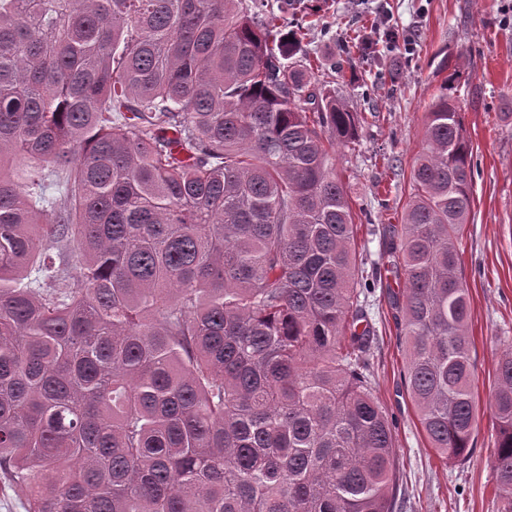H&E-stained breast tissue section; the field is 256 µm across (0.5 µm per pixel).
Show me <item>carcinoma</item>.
<instances>
[{
	"instance_id": "1",
	"label": "carcinoma",
	"mask_w": 512,
	"mask_h": 512,
	"mask_svg": "<svg viewBox=\"0 0 512 512\" xmlns=\"http://www.w3.org/2000/svg\"><path fill=\"white\" fill-rule=\"evenodd\" d=\"M301 32L267 0H0V479L27 512H393L384 271L418 423L471 458L452 81L369 265L336 177L363 118L294 59ZM491 410L512 512V343Z\"/></svg>"
}]
</instances>
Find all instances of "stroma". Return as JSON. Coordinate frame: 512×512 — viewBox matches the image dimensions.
I'll list each match as a JSON object with an SVG mask.
<instances>
[{"instance_id": "stroma-1", "label": "stroma", "mask_w": 512, "mask_h": 512, "mask_svg": "<svg viewBox=\"0 0 512 512\" xmlns=\"http://www.w3.org/2000/svg\"><path fill=\"white\" fill-rule=\"evenodd\" d=\"M287 18L307 29L298 52L316 78L365 118L357 140L337 147L336 175L362 226L356 249L372 262L386 249L382 227L401 221L429 106L450 70L460 71L456 96L474 147L471 220L459 243L478 422L470 462L443 463L421 433L400 383L395 312L380 287L368 298L377 335L371 362L375 394L398 419L394 512H501L489 459V395L499 339L512 337V0H294ZM390 27L408 37V47L344 56L351 38L376 44ZM368 224L375 234H366Z\"/></svg>"}]
</instances>
